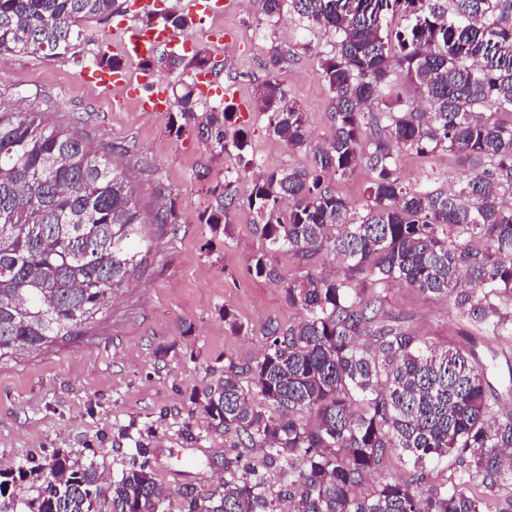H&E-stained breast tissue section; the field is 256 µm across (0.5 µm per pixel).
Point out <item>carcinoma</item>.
<instances>
[{"label": "carcinoma", "instance_id": "cac0c4a2", "mask_svg": "<svg viewBox=\"0 0 512 512\" xmlns=\"http://www.w3.org/2000/svg\"><path fill=\"white\" fill-rule=\"evenodd\" d=\"M270 24L286 11L335 37L319 74L332 97L333 133L309 147L305 116L274 79L286 54L264 64L259 102L269 131L293 149L311 148L306 170H272L246 201L262 241L250 273L277 278L269 256L304 263L326 252L352 274L446 297L482 334L512 336V122L487 116L488 102L512 112V0H259ZM122 0H0V53L60 59L82 38L81 22L121 11ZM407 20L393 29L390 20ZM210 59L163 51L143 66L208 69ZM402 73L427 104L365 117L363 107L400 99ZM184 123L198 122L210 146L256 166L237 107L211 104L193 83L175 96ZM446 150L463 171L456 187L405 183L394 149ZM483 160L488 168L473 172ZM363 162L367 204L353 210L329 182ZM201 216L229 235L238 204L232 181L209 190ZM140 214L112 151L41 113L0 107V361L82 334L129 268L142 263ZM299 320L268 328L254 361L224 362V378L190 401L211 426L232 434L219 489L165 490L148 446L107 483L93 466L57 452L30 467L0 468V512H512V412L499 407L473 353L437 348L385 314L381 296L356 300L350 277L310 271L287 279ZM243 448H261L254 460ZM400 450L406 472L387 471ZM453 479L422 489L431 471Z\"/></svg>", "mask_w": 512, "mask_h": 512}]
</instances>
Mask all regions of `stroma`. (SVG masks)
I'll return each mask as SVG.
<instances>
[{
  "label": "stroma",
  "mask_w": 512,
  "mask_h": 512,
  "mask_svg": "<svg viewBox=\"0 0 512 512\" xmlns=\"http://www.w3.org/2000/svg\"><path fill=\"white\" fill-rule=\"evenodd\" d=\"M217 28L224 31L220 43L210 37ZM82 29L81 45L62 59L0 53V100H26L50 124L77 125L95 146L112 147L135 186L141 218L135 236L150 250L81 336L0 362V468L71 451L109 482L121 477L140 441L153 453L162 487L214 488L224 477L226 438L190 402L191 392L223 377L226 358L246 363L257 356L269 319H299L286 299V278L341 268L326 255L307 267L284 252L272 259L280 279L253 277L250 259L261 241L250 210L241 203L230 212L226 238L213 236L200 220L209 188L232 170V159L212 150L195 126L171 133L178 110L143 112L132 96L118 107L113 92L85 84L81 73L95 57L120 56L123 34L112 18L85 21ZM179 35L221 69L222 89L213 98L238 105L239 125L261 170L309 168L308 151L270 134L258 88L267 51L279 46L288 59L277 82L305 113L310 143L328 140L332 105L319 59L331 50L332 34L304 27L294 15L269 25L257 0H226L221 12L194 16ZM396 161L407 183L433 190L449 189L460 173L456 156L446 151L426 157L403 151ZM170 206L176 224L153 223L154 214ZM351 285L358 298L381 295L385 311L401 316L403 328L427 344L474 351L489 364L488 381L502 404L512 409V340L476 336L451 300L400 284L377 285L362 274ZM227 309L243 324L242 333L225 325Z\"/></svg>",
  "instance_id": "obj_1"
}]
</instances>
